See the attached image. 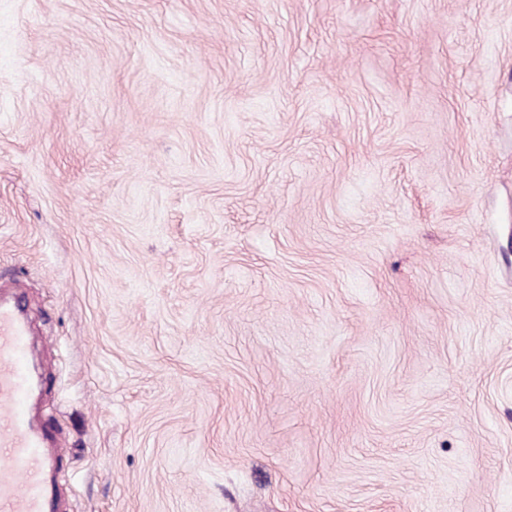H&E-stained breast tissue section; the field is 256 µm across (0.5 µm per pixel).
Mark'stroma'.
<instances>
[{"label": "stroma", "instance_id": "obj_1", "mask_svg": "<svg viewBox=\"0 0 512 512\" xmlns=\"http://www.w3.org/2000/svg\"><path fill=\"white\" fill-rule=\"evenodd\" d=\"M0 283L63 512H512V0H0Z\"/></svg>", "mask_w": 512, "mask_h": 512}]
</instances>
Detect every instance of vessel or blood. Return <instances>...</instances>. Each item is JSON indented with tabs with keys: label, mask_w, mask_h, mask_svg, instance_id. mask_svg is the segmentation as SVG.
<instances>
[{
	"label": "vessel or blood",
	"mask_w": 512,
	"mask_h": 512,
	"mask_svg": "<svg viewBox=\"0 0 512 512\" xmlns=\"http://www.w3.org/2000/svg\"><path fill=\"white\" fill-rule=\"evenodd\" d=\"M41 380L30 360L28 319L15 297H0V512H56L53 478L62 466L49 427L36 423Z\"/></svg>",
	"instance_id": "1"
}]
</instances>
